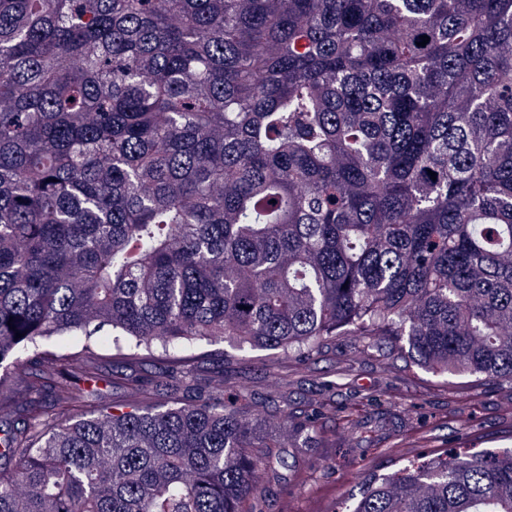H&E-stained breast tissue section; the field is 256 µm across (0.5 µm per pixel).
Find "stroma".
I'll return each mask as SVG.
<instances>
[{"label":"stroma","mask_w":512,"mask_h":512,"mask_svg":"<svg viewBox=\"0 0 512 512\" xmlns=\"http://www.w3.org/2000/svg\"><path fill=\"white\" fill-rule=\"evenodd\" d=\"M65 352L71 367L88 364L102 376L97 394H88L82 382L74 387L87 416L106 401L141 395L176 405L224 388L244 389L261 417L280 409L298 415L324 403L323 440L283 448L282 465L263 475L258 492L266 498L265 512H344L368 475L383 478L451 452H512L511 383L436 374L392 350L363 352L353 336L332 338L305 362L262 350L243 353L223 342L203 345L180 365L147 354L130 360L108 348L89 355L73 344ZM133 379L143 394L130 388ZM357 422L377 428L373 443L354 447L349 429Z\"/></svg>","instance_id":"35a3bbf8"}]
</instances>
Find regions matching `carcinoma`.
Masks as SVG:
<instances>
[{
    "label": "carcinoma",
    "mask_w": 512,
    "mask_h": 512,
    "mask_svg": "<svg viewBox=\"0 0 512 512\" xmlns=\"http://www.w3.org/2000/svg\"><path fill=\"white\" fill-rule=\"evenodd\" d=\"M105 326L129 358L350 335L512 383V0H0V368ZM75 378L14 394L0 512H255L321 433L242 391L76 419ZM348 512H512V454Z\"/></svg>",
    "instance_id": "carcinoma-1"
}]
</instances>
